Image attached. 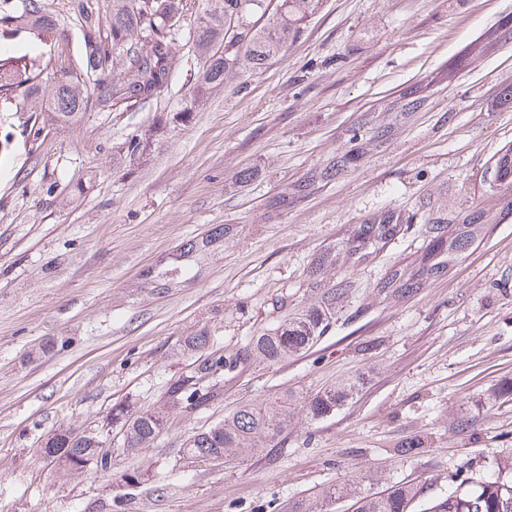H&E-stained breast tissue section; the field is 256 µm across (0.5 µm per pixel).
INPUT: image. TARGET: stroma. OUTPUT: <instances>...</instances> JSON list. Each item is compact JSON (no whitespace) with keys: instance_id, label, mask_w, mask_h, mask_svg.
<instances>
[{"instance_id":"1","label":"stroma","mask_w":512,"mask_h":512,"mask_svg":"<svg viewBox=\"0 0 512 512\" xmlns=\"http://www.w3.org/2000/svg\"><path fill=\"white\" fill-rule=\"evenodd\" d=\"M512 18V0H324L300 36L259 75L182 108L200 62L191 46L160 97L127 110L93 106L52 129L0 104V512H283L343 486L359 494L413 482L425 500L461 470L512 457V218L482 225L448 274L394 299L378 283L418 264L428 211L486 206V172L512 144V108L489 105L512 84V45L460 69L385 149L299 204L274 199L324 167L362 112L383 108L480 33ZM145 148L129 154L131 138ZM258 172L242 185L235 175ZM415 217L369 263L313 257L369 215ZM221 246L159 291L160 269L215 225ZM347 289L323 336L269 365L250 361L224 398L174 418L150 446L114 450V475L60 473L38 449L59 429L99 424L113 404L153 405L192 361L186 337L207 333L225 355ZM356 381L336 413L304 401ZM289 397L294 416L271 447L230 461L183 459L194 432L241 403ZM467 428H458L460 419ZM421 441L419 453L398 454Z\"/></svg>"}]
</instances>
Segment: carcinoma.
I'll use <instances>...</instances> for the list:
<instances>
[{"label": "carcinoma", "mask_w": 512, "mask_h": 512, "mask_svg": "<svg viewBox=\"0 0 512 512\" xmlns=\"http://www.w3.org/2000/svg\"><path fill=\"white\" fill-rule=\"evenodd\" d=\"M109 16L101 13L100 0H69V10L79 17L83 44L76 63L61 66L65 77L57 80L49 97L40 95L43 72L50 62L40 56L0 57V101L15 102L24 112L45 113L53 124H76L95 102L130 108L157 98L167 88L176 65L178 35L186 0H109ZM323 0H281L276 14L257 28L253 18L267 12L266 0H211V9L193 29L192 43L202 70L196 90L182 109L195 111L208 90L224 84L231 75L253 76L263 72L268 60L295 40L317 13ZM0 26L25 29L69 47L65 30L48 18L43 0H0ZM512 42V26L496 27L473 46H466L448 66L430 75V80L404 87L389 102L386 111L395 122L382 123L373 112H365L346 130L344 150L336 162L308 173L288 186L282 201L296 204L354 169L364 151L386 147L397 130L396 123L408 121L417 107L425 104L428 89L449 82L461 66L469 67L498 46ZM496 163L501 175L490 187L501 195L499 209L471 208L445 215L437 211L427 222L429 240L418 267L395 268L380 283L381 290L398 298L417 292L429 279L448 273L449 266L467 252L475 240L474 229L481 224H497L512 215V145L503 147ZM412 218L384 209L363 220L355 232L315 256L309 273L318 274L336 264L339 253L352 262L365 263L411 223ZM461 231L448 234V225ZM345 285L330 289L321 302L297 317L287 318L255 337L243 355L224 356L205 335L189 336L183 350L194 353V368L181 374L163 391L156 406L134 411L116 404L108 412L112 423L130 437L133 453L153 444L166 428L168 419L181 416L190 402L200 404L224 397V381L242 370L250 357L278 362L312 347L327 331ZM352 389L326 388L308 398L307 415L312 420L326 418L348 398ZM288 398L245 404L232 415L191 435L183 444L186 459L246 455L271 446L288 425ZM47 446L65 456L96 459L95 468L112 473V459L96 452L98 441L87 430L63 429L47 436ZM339 493L326 491L321 502H294L288 512H325ZM422 495L415 484H398L386 493L359 498L356 512H411ZM427 512H512V460H501L482 471L457 474L448 482L447 494L435 500Z\"/></svg>", "instance_id": "obj_1"}]
</instances>
